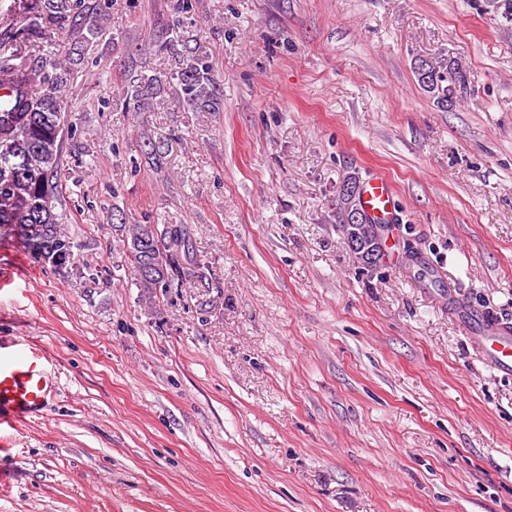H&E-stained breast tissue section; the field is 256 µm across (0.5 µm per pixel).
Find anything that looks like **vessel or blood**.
<instances>
[{"instance_id":"obj_1","label":"vessel or blood","mask_w":512,"mask_h":512,"mask_svg":"<svg viewBox=\"0 0 512 512\" xmlns=\"http://www.w3.org/2000/svg\"><path fill=\"white\" fill-rule=\"evenodd\" d=\"M392 183L379 174L362 184L359 202L372 223L395 224L399 215ZM485 326L482 353L495 370L512 375V324L482 313ZM52 374L47 351L20 334L0 340V426L16 429L38 415L51 391Z\"/></svg>"}]
</instances>
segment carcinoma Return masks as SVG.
<instances>
[{
	"mask_svg": "<svg viewBox=\"0 0 512 512\" xmlns=\"http://www.w3.org/2000/svg\"><path fill=\"white\" fill-rule=\"evenodd\" d=\"M8 15L27 24L14 31L8 23L5 35H0V154L17 141L27 151L20 170L0 166V225L24 227L28 249L41 257L69 239L55 212L62 196L60 163L65 148L59 99L68 75L60 38L66 33L85 44L101 28L86 0H12ZM165 48L180 58L181 68L169 77L144 70L132 73L128 103L141 110L169 95L194 112L223 110L224 90L214 79L209 57L178 36L166 40ZM464 83L453 62L442 73L430 71L428 80L422 81L437 94L438 103L448 106ZM190 249L192 243L181 226L158 223L137 225L133 243L126 247L131 272L149 293L207 279Z\"/></svg>",
	"mask_w": 512,
	"mask_h": 512,
	"instance_id": "1",
	"label": "carcinoma"
}]
</instances>
